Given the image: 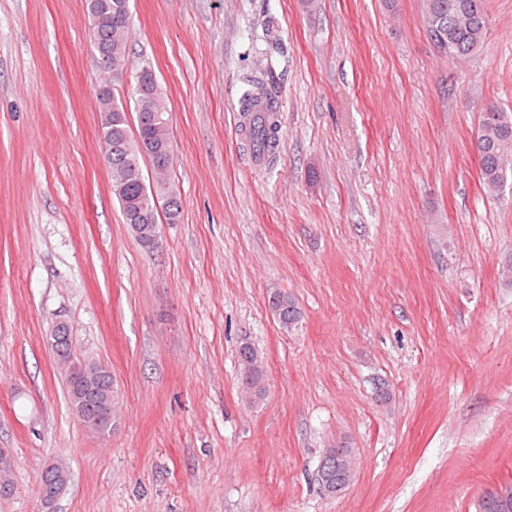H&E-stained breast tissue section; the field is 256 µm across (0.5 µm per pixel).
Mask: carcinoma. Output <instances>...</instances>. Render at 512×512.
Returning a JSON list of instances; mask_svg holds the SVG:
<instances>
[{"mask_svg":"<svg viewBox=\"0 0 512 512\" xmlns=\"http://www.w3.org/2000/svg\"><path fill=\"white\" fill-rule=\"evenodd\" d=\"M91 18V46L98 63V112L100 143L110 169L113 199L119 205L124 223L147 249L155 247L161 219L178 222L180 193L168 177L172 165L165 93L151 67L142 65L128 98L114 94L113 87L127 72L130 59L128 38L129 0H87ZM422 20L428 34L434 36L437 49L455 60L474 57L490 30L485 0H422ZM248 88L240 97L241 112L248 117L259 113L258 123L246 120L241 132L248 146L258 148L272 160L279 141L277 119L278 82L271 67L257 63V71L247 80ZM473 144L478 147L479 181L484 191L496 197L502 192L507 172L512 170V110L495 102L484 106ZM149 153L153 179L142 173L144 153ZM275 316L287 329L301 317L291 296L279 294L272 301ZM261 352L244 341L238 349L242 384L248 403L257 405L266 394L264 372L259 365ZM97 395L83 401L82 408L94 414L100 404L112 405L116 390L108 368L94 380ZM70 482L68 469L62 474L44 469L36 484L40 495L56 494L57 484ZM12 456L0 448V497L14 493Z\"/></svg>","mask_w":512,"mask_h":512,"instance_id":"carcinoma-1","label":"carcinoma"}]
</instances>
